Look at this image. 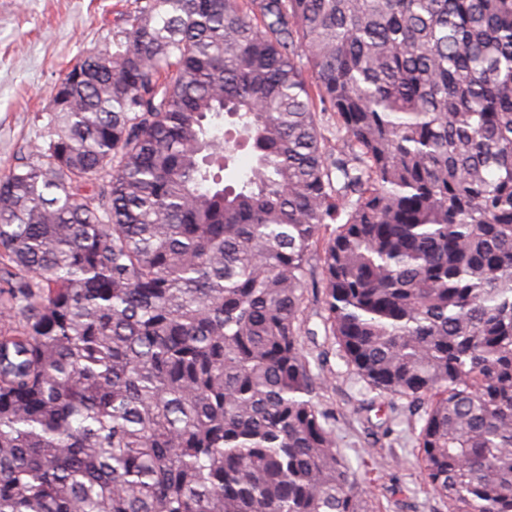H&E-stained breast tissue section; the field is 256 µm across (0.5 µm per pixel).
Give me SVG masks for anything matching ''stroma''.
Here are the masks:
<instances>
[{"mask_svg":"<svg viewBox=\"0 0 512 512\" xmlns=\"http://www.w3.org/2000/svg\"><path fill=\"white\" fill-rule=\"evenodd\" d=\"M134 0H0V174L38 142L34 113L54 85L90 50L111 45ZM303 353L323 384L315 402L325 412L352 470L374 469V512H448L428 491L417 458L423 424L406 399L370 389L337 354L324 326L322 270L311 256L304 288Z\"/></svg>","mask_w":512,"mask_h":512,"instance_id":"stroma-1","label":"stroma"}]
</instances>
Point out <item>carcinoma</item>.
Wrapping results in <instances>:
<instances>
[{"mask_svg": "<svg viewBox=\"0 0 512 512\" xmlns=\"http://www.w3.org/2000/svg\"><path fill=\"white\" fill-rule=\"evenodd\" d=\"M125 24L0 176V512H373L300 345L319 246L328 332L421 414L428 487L512 512V0Z\"/></svg>", "mask_w": 512, "mask_h": 512, "instance_id": "carcinoma-1", "label": "carcinoma"}]
</instances>
